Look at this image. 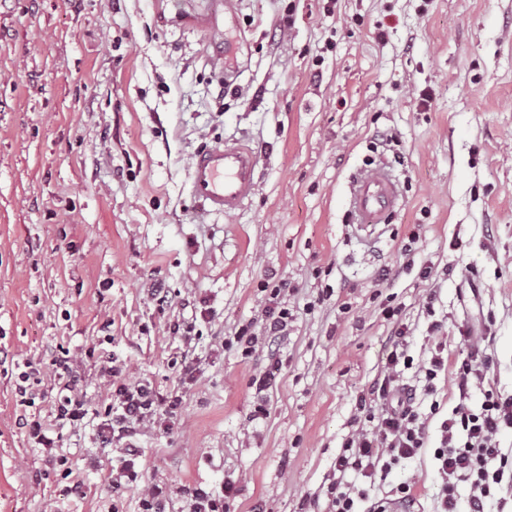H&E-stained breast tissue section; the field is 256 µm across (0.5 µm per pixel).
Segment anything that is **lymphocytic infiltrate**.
Returning a JSON list of instances; mask_svg holds the SVG:
<instances>
[{"label":"lymphocytic infiltrate","mask_w":512,"mask_h":512,"mask_svg":"<svg viewBox=\"0 0 512 512\" xmlns=\"http://www.w3.org/2000/svg\"><path fill=\"white\" fill-rule=\"evenodd\" d=\"M268 290L262 329H255L250 323L243 325L231 341L243 357L256 353L260 337L280 336L288 327L291 313L280 300L281 285L269 284ZM383 314L396 321L390 336L391 349L380 376L360 398L364 427L346 439L336 457L334 477L326 490L329 512H361L362 503L369 498V485L386 477L402 461L419 454L427 442L426 428L400 377L403 370L416 367L424 373L426 381H433L448 360L443 355V347L439 346L429 361L414 364L407 353V329L396 320L397 308L386 307ZM48 357L58 378V392L51 405V414L59 425H79L90 413L83 396L81 375L69 356L52 351ZM100 360L104 375L112 380V401L101 415L98 436L105 448L119 441L124 444L123 458L109 472L108 481L116 489L138 487L135 462L140 448L136 437L158 420L177 418L182 397L174 392L160 394L147 381H130V357H116L106 350L101 353ZM42 381L39 364L25 362L15 379V391L21 405L27 408L25 414L19 415L18 424L38 447L51 451L55 440L45 421L29 411ZM506 428H512V395L489 389L480 409H472L463 402L453 408L450 417L441 424L440 445L434 450L443 480L439 512H457L455 490L460 480L470 482L473 489L471 512H484L487 499L501 484L505 469L512 462L498 446V435ZM351 472L356 474V481H347L346 476Z\"/></svg>","instance_id":"obj_1"}]
</instances>
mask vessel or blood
Returning <instances> with one entry per match:
<instances>
[{
    "mask_svg": "<svg viewBox=\"0 0 512 512\" xmlns=\"http://www.w3.org/2000/svg\"><path fill=\"white\" fill-rule=\"evenodd\" d=\"M258 165V155L238 142L204 148L190 164V191L206 212L233 213L254 195ZM403 202L399 182L386 165L363 169L349 184V221L357 231L373 234Z\"/></svg>",
    "mask_w": 512,
    "mask_h": 512,
    "instance_id": "1",
    "label": "vessel or blood"
}]
</instances>
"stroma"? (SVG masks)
Listing matches in <instances>:
<instances>
[{
	"instance_id": "stroma-1",
	"label": "stroma",
	"mask_w": 512,
	"mask_h": 512,
	"mask_svg": "<svg viewBox=\"0 0 512 512\" xmlns=\"http://www.w3.org/2000/svg\"><path fill=\"white\" fill-rule=\"evenodd\" d=\"M208 8L0 0V512H139L137 490L112 492L121 451L100 450L95 420L57 429L63 469L17 423L15 366L51 344L105 406L106 336L134 378L182 395L177 424L137 439L169 512L227 482L224 512H328V476L389 352L388 303L414 360L440 341L448 366L429 385L404 372L429 440L375 500L408 482L413 512H434L433 450L469 354L459 325H490L488 377L512 394V0H235L207 22ZM386 130L396 150L370 151ZM231 140L259 155L255 194L232 215L203 213L191 158ZM372 161L390 165L404 205L367 239L347 196ZM279 281L295 315L287 336L247 359L221 348L261 325L263 286ZM156 283L168 304L148 297ZM182 316L197 319L191 385L173 366ZM94 454L97 471L85 467Z\"/></svg>"
}]
</instances>
